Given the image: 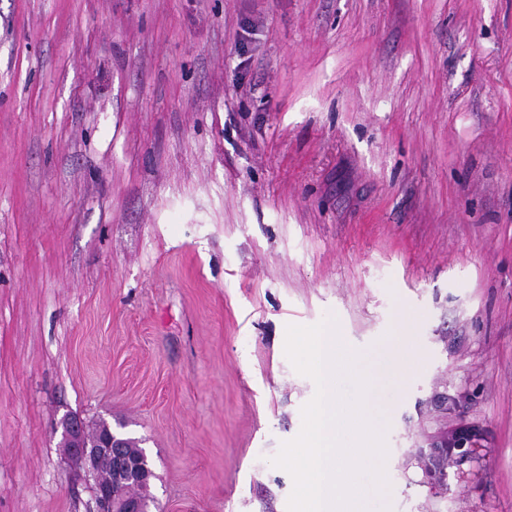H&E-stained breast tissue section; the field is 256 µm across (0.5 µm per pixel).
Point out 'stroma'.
I'll use <instances>...</instances> for the list:
<instances>
[{
	"label": "stroma",
	"mask_w": 512,
	"mask_h": 512,
	"mask_svg": "<svg viewBox=\"0 0 512 512\" xmlns=\"http://www.w3.org/2000/svg\"><path fill=\"white\" fill-rule=\"evenodd\" d=\"M330 314L412 323L375 512H512V0H0V512H95L69 414L149 512H287ZM62 438L70 462L86 481L92 480V492L97 504V512H148L147 498L127 493L130 486H147L154 473L142 461L131 454L143 452L138 440L125 439L111 431L98 433L94 438L87 434L85 423L76 416L62 422ZM106 458H112L111 463ZM100 475L106 482L96 478L100 461ZM108 480V481H107ZM475 437L479 439V433L469 428H457L449 431L448 438H446V448H431L424 468L426 477L430 480L437 479L440 475V463L446 461L449 456H452L464 440H473Z\"/></svg>",
	"instance_id": "stroma-1"
}]
</instances>
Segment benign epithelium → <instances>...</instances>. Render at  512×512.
<instances>
[{
  "label": "benign epithelium",
  "mask_w": 512,
  "mask_h": 512,
  "mask_svg": "<svg viewBox=\"0 0 512 512\" xmlns=\"http://www.w3.org/2000/svg\"><path fill=\"white\" fill-rule=\"evenodd\" d=\"M62 438L66 454L79 475L92 482V492L97 504V512H148L147 499L127 493L131 486H147L153 477L147 466L135 456L126 452L125 439L111 431L88 436L85 423L76 416L62 422ZM112 459V477L101 483L96 471L101 460ZM448 459V449H430L425 464L426 477L435 480L439 477V465Z\"/></svg>",
  "instance_id": "7a95c632"
}]
</instances>
